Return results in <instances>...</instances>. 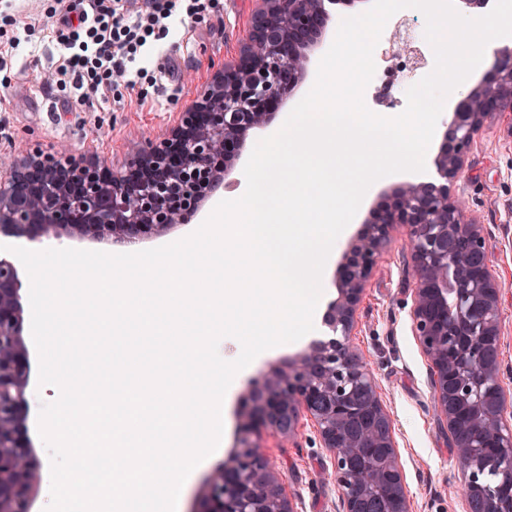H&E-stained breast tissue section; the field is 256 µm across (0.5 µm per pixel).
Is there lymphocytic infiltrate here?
<instances>
[{
	"instance_id": "obj_1",
	"label": "lymphocytic infiltrate",
	"mask_w": 512,
	"mask_h": 512,
	"mask_svg": "<svg viewBox=\"0 0 512 512\" xmlns=\"http://www.w3.org/2000/svg\"><path fill=\"white\" fill-rule=\"evenodd\" d=\"M222 19L221 0H50L39 19L0 0V87L10 88L12 54L38 30L59 52L43 87L62 94L66 111L121 108L130 98L142 106L157 82L146 56L160 47L178 59L176 30L189 34Z\"/></svg>"
}]
</instances>
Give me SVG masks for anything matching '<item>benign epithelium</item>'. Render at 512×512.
<instances>
[{"label":"benign epithelium","instance_id":"benign-epithelium-1","mask_svg":"<svg viewBox=\"0 0 512 512\" xmlns=\"http://www.w3.org/2000/svg\"><path fill=\"white\" fill-rule=\"evenodd\" d=\"M236 60L181 113L165 137L150 141L115 173L104 162L33 151L0 176V235L41 242L62 234L92 243H139L197 216L236 167L249 131L269 125L306 76L307 50L326 31L322 0H256ZM512 112V48L495 52L482 80L457 103L434 158L441 183H403L373 212L339 266V297L325 322L330 338L273 370L252 397L247 429L295 433L299 417L316 423L333 456L341 512H408L392 425L369 362L350 344L356 307L376 261L403 225L417 274L413 321L433 367L434 409L465 464L458 494L466 512H512V480L495 493L485 473H512V395L501 384L499 282L480 225L450 186L485 120ZM21 282L0 259V471L29 460L19 425L29 376ZM197 512H294L261 448L245 445L212 480Z\"/></svg>","mask_w":512,"mask_h":512}]
</instances>
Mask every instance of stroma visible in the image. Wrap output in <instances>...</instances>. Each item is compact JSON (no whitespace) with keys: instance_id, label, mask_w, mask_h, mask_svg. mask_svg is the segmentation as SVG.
<instances>
[{"instance_id":"1","label":"stroma","mask_w":512,"mask_h":512,"mask_svg":"<svg viewBox=\"0 0 512 512\" xmlns=\"http://www.w3.org/2000/svg\"><path fill=\"white\" fill-rule=\"evenodd\" d=\"M224 23L191 36L174 74H159L152 103H131L118 112H66L26 71V49L13 61L19 78L0 112V172L20 152L36 149L73 152L123 171L130 152L156 138L237 56L254 7L253 0H223ZM481 226L502 288L499 379L512 389V112L487 120L466 158V178L452 186ZM415 271L405 228H395L365 285L355 314L352 343L372 363L374 380L392 421L410 512H464L456 491L458 454L437 424L433 371L414 333ZM312 340L288 343L250 363L240 385L226 395L221 461L239 450L250 387L264 385L272 369L308 351ZM273 461L294 512H338L339 489L332 459L308 419L293 436L265 430L253 437Z\"/></svg>"}]
</instances>
